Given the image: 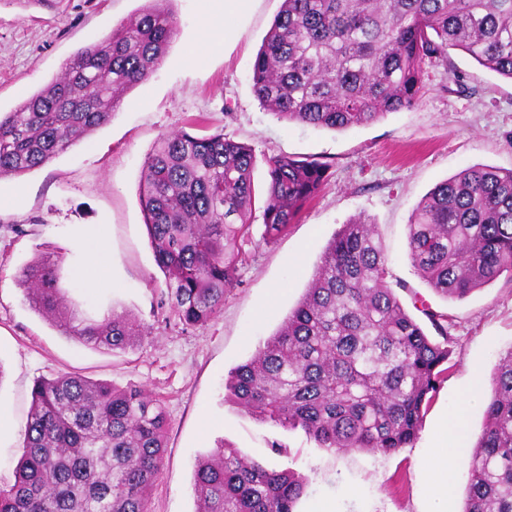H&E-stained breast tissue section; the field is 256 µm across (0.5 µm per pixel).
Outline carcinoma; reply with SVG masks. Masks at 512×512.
<instances>
[{"mask_svg": "<svg viewBox=\"0 0 512 512\" xmlns=\"http://www.w3.org/2000/svg\"><path fill=\"white\" fill-rule=\"evenodd\" d=\"M170 0L146 6L79 49L65 71L0 115V177L38 169L106 125L165 57L176 32ZM512 80V0H282L252 68L276 118L345 129L413 107L428 64L448 47ZM254 154L222 132L162 136L143 164L140 202L165 275L166 323L183 332L220 315L238 283L240 242L257 202ZM328 165L275 156L262 192L266 241L321 192ZM409 258L439 294L464 299L512 282V170L469 167L437 184L408 223ZM376 226L364 217L330 240L305 293L248 362L228 397L248 414L302 430L320 448L392 454L412 444L448 371V318L425 310L428 335L387 285ZM29 306L62 335L125 351L145 328L126 310L84 314L40 255L18 273ZM469 457L462 512H512V350L500 357ZM166 412L136 386L63 373L37 380L14 482L0 512H151L164 460ZM308 478L235 448L197 456L195 512H296Z\"/></svg>", "mask_w": 512, "mask_h": 512, "instance_id": "carcinoma-1", "label": "carcinoma"}]
</instances>
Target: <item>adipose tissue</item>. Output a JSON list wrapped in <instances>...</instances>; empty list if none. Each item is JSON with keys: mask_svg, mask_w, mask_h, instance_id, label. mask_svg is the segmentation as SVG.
<instances>
[{"mask_svg": "<svg viewBox=\"0 0 512 512\" xmlns=\"http://www.w3.org/2000/svg\"><path fill=\"white\" fill-rule=\"evenodd\" d=\"M468 440L464 422L458 417H444L429 448L425 450L428 485L431 489L424 512H456L449 490L456 462L467 457Z\"/></svg>", "mask_w": 512, "mask_h": 512, "instance_id": "1", "label": "adipose tissue"}]
</instances>
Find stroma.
<instances>
[{
    "label": "stroma",
    "mask_w": 512,
    "mask_h": 512,
    "mask_svg": "<svg viewBox=\"0 0 512 512\" xmlns=\"http://www.w3.org/2000/svg\"><path fill=\"white\" fill-rule=\"evenodd\" d=\"M211 0H172L177 32L160 66L130 90L109 123L40 169L0 178V483L14 481L37 379L78 373L118 387L136 385L163 402L168 417L163 470L153 512H194V461L218 441L275 468L309 478L298 512L324 501L338 512H420L427 493L421 454L445 411H462L471 438L483 429L481 402L462 403L478 372L512 350V284L505 278L453 300L436 293L407 255V224L438 183L472 166L512 169V80L452 48L428 65L412 109L342 130L279 121L257 100L250 75L281 0H253L225 45L206 50L202 17ZM144 0H0V113L60 75L73 54L135 14ZM457 80H450V73ZM224 131L255 154L263 189L267 161L287 154L328 164L320 195L273 242L254 217L242 243L239 283L208 325L183 333L157 320L165 276L144 226L141 167L158 139L190 130ZM375 224L388 256L387 281L418 322L446 315L449 370L413 445L394 454L319 448L302 430L259 421L225 398L228 374L277 331L301 299L329 240L357 216ZM101 244L112 285L88 287L87 249ZM59 258L70 297L94 315L119 306L150 333L135 349L107 352L62 336L29 307L17 282L39 253ZM283 446V453L272 450Z\"/></svg>",
    "instance_id": "1"
}]
</instances>
